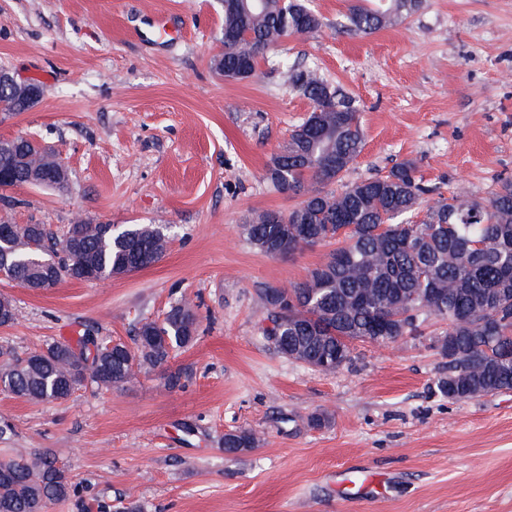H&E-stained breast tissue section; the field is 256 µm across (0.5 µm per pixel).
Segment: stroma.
<instances>
[{
	"label": "stroma",
	"mask_w": 512,
	"mask_h": 512,
	"mask_svg": "<svg viewBox=\"0 0 512 512\" xmlns=\"http://www.w3.org/2000/svg\"><path fill=\"white\" fill-rule=\"evenodd\" d=\"M324 27L279 48L359 109L353 182L415 163L430 200L489 198L512 179V0H420L401 25L343 27L358 0H307ZM220 0H0V68L36 83L0 140L50 145L66 191L0 188V224H158L164 258L136 273L39 291L0 281L24 353L92 329L131 342L141 319L186 300L194 343L112 389L37 403L0 389V459L47 453L76 490L51 512H512V392L451 402L423 334L355 343L324 373L263 337V288L302 281L327 246L272 258L239 226L294 199L265 179L311 109L274 61L224 79ZM180 374V386L168 383ZM327 413L330 422L309 418ZM259 443L225 453V433Z\"/></svg>",
	"instance_id": "obj_1"
}]
</instances>
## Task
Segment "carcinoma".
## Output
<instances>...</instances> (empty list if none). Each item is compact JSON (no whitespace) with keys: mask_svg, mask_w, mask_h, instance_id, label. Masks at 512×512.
<instances>
[{"mask_svg":"<svg viewBox=\"0 0 512 512\" xmlns=\"http://www.w3.org/2000/svg\"><path fill=\"white\" fill-rule=\"evenodd\" d=\"M417 0H376V7L350 9L346 31L368 34L403 23ZM322 17L300 0H226L224 53L217 70L245 80L295 32L315 35ZM291 84L312 104L307 118L274 154L265 178L299 201L288 211H263L241 225L259 252L270 256L286 243L292 255L305 247L336 244L306 278L265 288L268 315L281 309V356L319 368L351 360L356 341L383 343L418 336L429 318L446 325L435 346L446 359L437 391L451 401L512 391V181L503 180L487 201L455 194L423 206L432 189L421 183L413 162L387 174L326 190L340 182L363 147L359 110L343 103L314 67L281 57ZM37 96L17 97L0 84V111L25 112ZM42 152L24 136L0 141L6 186L31 183ZM333 166V176L327 175ZM169 237L164 228L129 224H70L57 235L45 224H15L0 234V261L12 282L38 289L40 252L55 266L54 283L123 276L160 260ZM198 312L178 301L162 321H142L133 345L86 330L73 342L53 341L21 357L6 349L0 385L34 402H57L88 385L110 389L144 368L165 366L174 349L194 340ZM251 430L224 434V451L256 447ZM73 491L66 471L46 455L0 461V512H49Z\"/></svg>","mask_w":512,"mask_h":512,"instance_id":"1","label":"carcinoma"}]
</instances>
